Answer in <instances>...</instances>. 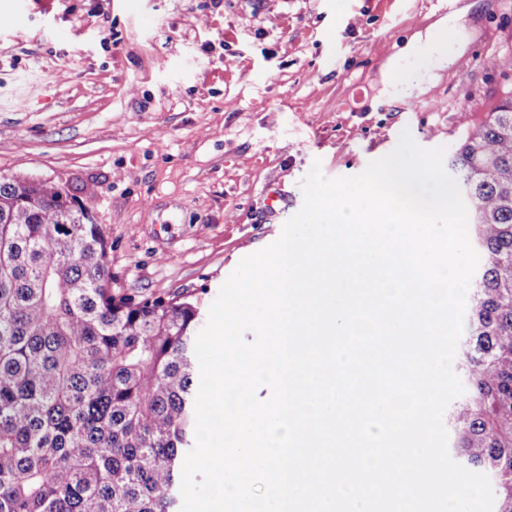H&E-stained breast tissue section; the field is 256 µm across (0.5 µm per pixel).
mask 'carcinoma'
<instances>
[{
  "label": "carcinoma",
  "instance_id": "1",
  "mask_svg": "<svg viewBox=\"0 0 512 512\" xmlns=\"http://www.w3.org/2000/svg\"><path fill=\"white\" fill-rule=\"evenodd\" d=\"M465 122L449 167L480 262L450 450L512 512V91ZM61 190L0 176V512H177L200 302L112 292L105 231Z\"/></svg>",
  "mask_w": 512,
  "mask_h": 512
}]
</instances>
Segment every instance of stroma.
Returning a JSON list of instances; mask_svg holds the SVG:
<instances>
[{"label":"stroma","instance_id":"1","mask_svg":"<svg viewBox=\"0 0 512 512\" xmlns=\"http://www.w3.org/2000/svg\"><path fill=\"white\" fill-rule=\"evenodd\" d=\"M16 12L0 84L35 69L43 91L0 112V176L82 198L122 293L212 304L301 209L313 162L359 174L405 131L453 151L463 113L512 86V0H0ZM451 15L456 36L439 41Z\"/></svg>","mask_w":512,"mask_h":512}]
</instances>
